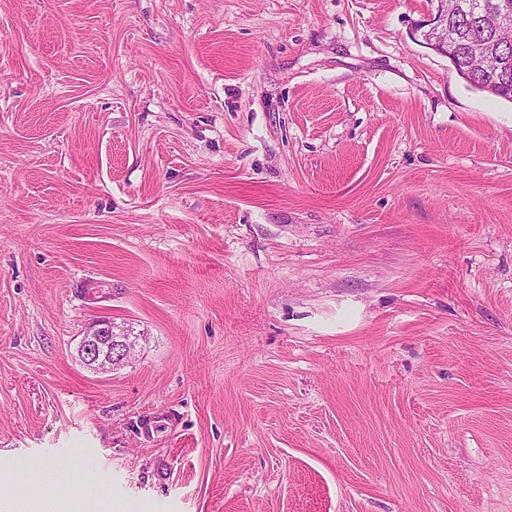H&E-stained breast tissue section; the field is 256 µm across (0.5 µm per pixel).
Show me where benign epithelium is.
<instances>
[{
    "label": "benign epithelium",
    "instance_id": "obj_1",
    "mask_svg": "<svg viewBox=\"0 0 512 512\" xmlns=\"http://www.w3.org/2000/svg\"><path fill=\"white\" fill-rule=\"evenodd\" d=\"M427 26L423 44L437 52L448 48V14L437 9ZM143 338L144 334L131 331L110 316H96L83 329L78 354L90 369L108 373L128 361L127 350L137 347Z\"/></svg>",
    "mask_w": 512,
    "mask_h": 512
}]
</instances>
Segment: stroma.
Returning <instances> with one entry per match:
<instances>
[{
    "label": "stroma",
    "instance_id": "1",
    "mask_svg": "<svg viewBox=\"0 0 512 512\" xmlns=\"http://www.w3.org/2000/svg\"><path fill=\"white\" fill-rule=\"evenodd\" d=\"M437 7L0 0L5 500L512 512V101ZM436 14L425 26L429 29L425 32L426 38L422 43L431 49L440 52L443 48L448 51L449 60L455 70L468 71V83L492 94L512 99V39L507 42H494L490 49V55L482 63L484 69L469 71L470 44L474 40L490 41L493 35L485 29L482 19L468 14L462 9L460 15L450 19L449 25L457 33L456 39L448 45V14L442 9V3ZM491 37H490V35ZM492 53V54H491ZM507 67L502 69L503 63ZM499 72L500 85L489 87L486 77ZM501 79V80H500ZM143 333H135L112 316H95L84 327L78 344L82 362L99 373H108L130 359L127 350L137 348Z\"/></svg>",
    "mask_w": 512,
    "mask_h": 512
}]
</instances>
